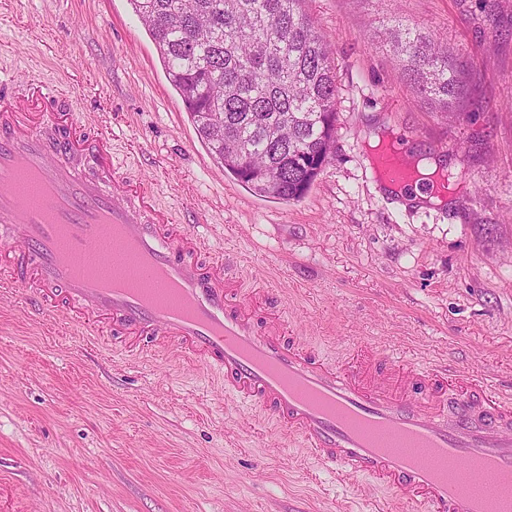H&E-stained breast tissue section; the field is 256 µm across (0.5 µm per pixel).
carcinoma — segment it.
<instances>
[{
    "label": "carcinoma",
    "mask_w": 512,
    "mask_h": 512,
    "mask_svg": "<svg viewBox=\"0 0 512 512\" xmlns=\"http://www.w3.org/2000/svg\"><path fill=\"white\" fill-rule=\"evenodd\" d=\"M210 153L254 193L301 198L332 159L337 90L327 36L305 0H130ZM420 95L441 113L462 93L453 48L385 28Z\"/></svg>",
    "instance_id": "1"
}]
</instances>
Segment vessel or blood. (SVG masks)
<instances>
[{
	"label": "vessel or blood",
	"instance_id": "1",
	"mask_svg": "<svg viewBox=\"0 0 512 512\" xmlns=\"http://www.w3.org/2000/svg\"><path fill=\"white\" fill-rule=\"evenodd\" d=\"M408 156L400 140L383 145L378 180L413 189ZM154 198L152 181L113 164L111 133L77 123L68 92L35 74L22 87L0 80V290L24 291L36 316L64 308L83 345L104 328L136 352L177 345L222 379L225 397L267 412L338 474L372 479L428 512H512V399L470 373L381 368L368 354L343 366L289 343L279 320L259 321L239 299L241 277L209 237ZM125 255L138 262L137 285L122 282ZM106 263L109 280L98 273ZM452 466L480 490L449 480Z\"/></svg>",
	"mask_w": 512,
	"mask_h": 512
}]
</instances>
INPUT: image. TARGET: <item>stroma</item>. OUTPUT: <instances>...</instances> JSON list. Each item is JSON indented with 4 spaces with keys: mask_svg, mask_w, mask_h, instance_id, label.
Instances as JSON below:
<instances>
[{
    "mask_svg": "<svg viewBox=\"0 0 512 512\" xmlns=\"http://www.w3.org/2000/svg\"><path fill=\"white\" fill-rule=\"evenodd\" d=\"M336 65L331 162L308 192L255 194L210 154L129 0H0V78L41 67L78 120L112 134L115 165L211 228L245 297L276 298L297 341L339 362L380 350L512 395V0H307ZM399 18L457 51L465 91L447 118L380 44ZM408 140L453 184L401 207L373 173ZM421 512L319 468L218 380L159 356L85 352L61 316L0 296V512Z\"/></svg>",
    "mask_w": 512,
    "mask_h": 512,
    "instance_id": "obj_1",
    "label": "stroma"
}]
</instances>
